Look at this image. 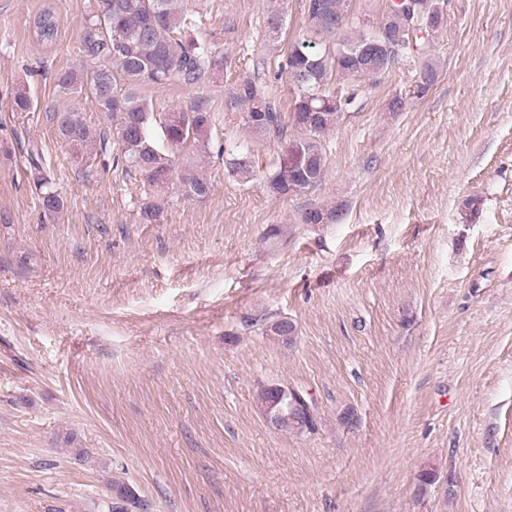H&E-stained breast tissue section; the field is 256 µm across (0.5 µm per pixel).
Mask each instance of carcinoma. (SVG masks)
<instances>
[{
  "mask_svg": "<svg viewBox=\"0 0 512 512\" xmlns=\"http://www.w3.org/2000/svg\"><path fill=\"white\" fill-rule=\"evenodd\" d=\"M105 6L84 26L78 50L94 65L58 75L56 87L68 100L63 111L55 114L58 132L79 150L86 148L108 152L118 145L113 162L144 175L148 186L162 187L170 182L187 197H204L211 191L210 182L193 167L175 171L165 150L153 140L155 126H160L169 146L175 149L191 144L204 148L212 126L209 111L197 105L190 111L158 112L142 95L149 84H164L173 78L193 85L219 66L212 51L191 34L194 21L186 12L185 0H103ZM351 0H307L305 5L311 37L291 45L279 63L295 90L292 126L299 135L286 142V158L266 180L268 191L276 196L305 193L317 187L324 176L326 153L322 144L325 134L342 120L353 102V95L332 89L340 80L361 76L368 56L360 51L384 36L405 34L419 14L430 13L440 0H413V7L394 0L382 14L379 24L367 32L348 34L355 22L350 15ZM284 8L274 6L264 20L265 41L278 47L285 25ZM32 37L45 45L53 44L59 33L56 13L48 8L29 21ZM422 58L421 83L417 94H424L436 79V68L427 54ZM264 59L254 66V75L237 83L233 98L242 107L244 116L258 114L260 121H244L253 133L283 137L287 125L281 107L272 94L263 72ZM93 99L106 116V125L92 129L85 117L83 99ZM227 169L237 180L253 179L247 150L236 146L228 153ZM36 188L44 210L57 212L64 207L60 193L50 178L36 177ZM165 202L150 200L139 211L144 224L159 221ZM342 217L336 206L307 210L305 224H335ZM284 395L279 403L284 418L280 430L298 432L316 430L315 404L299 387L280 388L267 385L258 393L261 408ZM111 512L146 509L125 484H113Z\"/></svg>",
  "mask_w": 512,
  "mask_h": 512,
  "instance_id": "cac0c4a2",
  "label": "carcinoma"
}]
</instances>
